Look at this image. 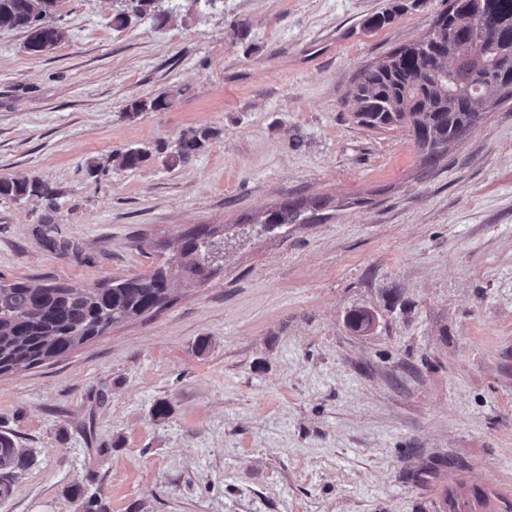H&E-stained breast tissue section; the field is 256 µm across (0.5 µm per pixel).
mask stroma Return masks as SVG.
<instances>
[{"label": "stroma", "instance_id": "1", "mask_svg": "<svg viewBox=\"0 0 512 512\" xmlns=\"http://www.w3.org/2000/svg\"><path fill=\"white\" fill-rule=\"evenodd\" d=\"M180 4L118 30L116 0H59L37 56L0 29V177L57 191L0 197V282L91 289L189 228L224 239L208 281L0 377V430L34 455L0 512H78V483L107 512H442L449 488L512 512V102L429 170L348 97L445 0L379 29L391 0ZM202 126L218 135L189 165L113 159ZM290 198L305 223L267 228ZM171 105V99L167 93H162L153 98L134 99L126 106L125 112L137 115L140 112H158L166 110Z\"/></svg>", "mask_w": 512, "mask_h": 512}]
</instances>
